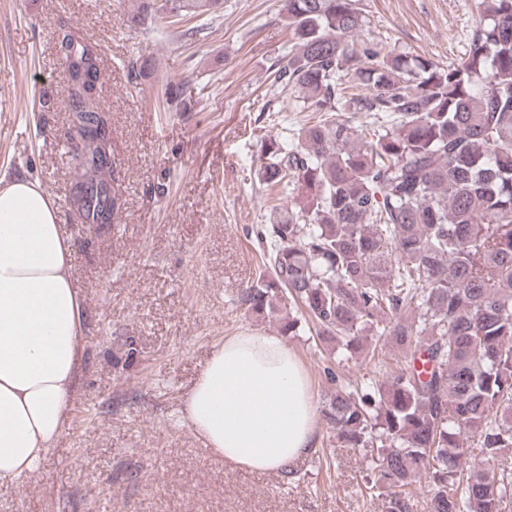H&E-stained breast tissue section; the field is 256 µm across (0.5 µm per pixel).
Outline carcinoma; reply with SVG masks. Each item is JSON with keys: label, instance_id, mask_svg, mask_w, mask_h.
Masks as SVG:
<instances>
[{"label": "carcinoma", "instance_id": "1", "mask_svg": "<svg viewBox=\"0 0 512 512\" xmlns=\"http://www.w3.org/2000/svg\"><path fill=\"white\" fill-rule=\"evenodd\" d=\"M224 0H138V24L214 16ZM466 58L444 65L386 52L365 37L359 0H285L292 46L274 81L313 120L271 138L259 180L294 194L256 237L267 276L243 288L247 311L297 307L351 355L386 337L408 368L323 409L337 441L369 455L383 512H507L512 469V0H478ZM55 47L74 164V221L110 224L118 209L112 127L97 92V48L63 24ZM362 112L364 129L339 118ZM481 464L463 468L466 442Z\"/></svg>", "mask_w": 512, "mask_h": 512}]
</instances>
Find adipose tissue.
I'll return each instance as SVG.
<instances>
[{"label": "adipose tissue", "mask_w": 512, "mask_h": 512, "mask_svg": "<svg viewBox=\"0 0 512 512\" xmlns=\"http://www.w3.org/2000/svg\"><path fill=\"white\" fill-rule=\"evenodd\" d=\"M71 256L39 180L0 177V484L35 472L67 421L86 316ZM182 411L212 455L252 471L281 472L314 446L308 377L278 336L217 344Z\"/></svg>", "instance_id": "obj_1"}]
</instances>
